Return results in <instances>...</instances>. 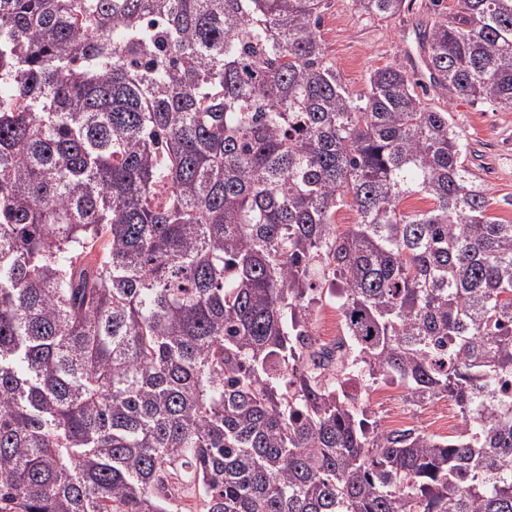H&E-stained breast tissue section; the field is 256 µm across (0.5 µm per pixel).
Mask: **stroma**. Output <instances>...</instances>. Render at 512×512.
Segmentation results:
<instances>
[{
    "mask_svg": "<svg viewBox=\"0 0 512 512\" xmlns=\"http://www.w3.org/2000/svg\"><path fill=\"white\" fill-rule=\"evenodd\" d=\"M432 15L430 0H410L408 11L394 18L363 14L353 0H325L319 32L327 59L346 90L357 96L367 91L378 68L395 65L420 74L415 30ZM424 101L449 113L466 145V163L489 194L491 214L512 222V108L437 90Z\"/></svg>",
    "mask_w": 512,
    "mask_h": 512,
    "instance_id": "stroma-1",
    "label": "stroma"
}]
</instances>
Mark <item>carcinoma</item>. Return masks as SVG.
<instances>
[{
	"label": "carcinoma",
	"mask_w": 512,
	"mask_h": 512,
	"mask_svg": "<svg viewBox=\"0 0 512 512\" xmlns=\"http://www.w3.org/2000/svg\"><path fill=\"white\" fill-rule=\"evenodd\" d=\"M322 3L0 0V512H512V224L426 85L346 90ZM435 15L432 86L512 107V0ZM327 288L458 434L323 380ZM390 409L391 405H386L377 408L374 414L371 416V419L373 421H377V423L380 424L381 428H385L384 423L386 420L387 426L391 429L408 427L412 423V413L406 408L400 410V412H397L393 415H389L386 419V416L389 414Z\"/></svg>",
	"instance_id": "cac0c4a2"
}]
</instances>
